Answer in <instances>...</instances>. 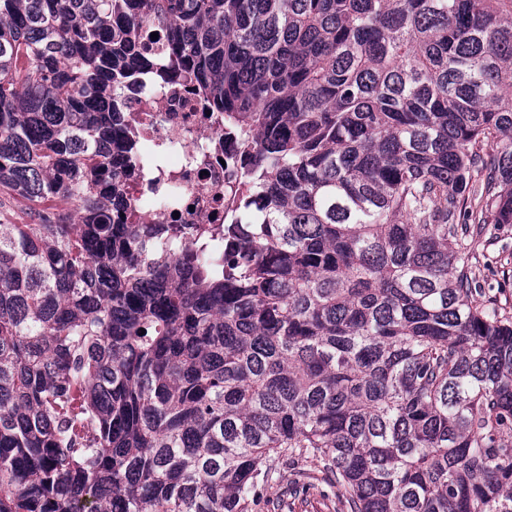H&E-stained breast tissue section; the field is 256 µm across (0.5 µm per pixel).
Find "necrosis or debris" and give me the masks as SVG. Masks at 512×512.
<instances>
[{
  "label": "necrosis or debris",
  "mask_w": 512,
  "mask_h": 512,
  "mask_svg": "<svg viewBox=\"0 0 512 512\" xmlns=\"http://www.w3.org/2000/svg\"><path fill=\"white\" fill-rule=\"evenodd\" d=\"M131 151L120 191L127 224H169L172 240L185 245L199 224L223 223L226 187L237 185L239 147L224 116L209 112L201 94L181 76H134L120 98Z\"/></svg>",
  "instance_id": "4bbe7bcc"
}]
</instances>
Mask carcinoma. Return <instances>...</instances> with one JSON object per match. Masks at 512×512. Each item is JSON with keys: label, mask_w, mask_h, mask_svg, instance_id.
<instances>
[{"label": "carcinoma", "mask_w": 512, "mask_h": 512, "mask_svg": "<svg viewBox=\"0 0 512 512\" xmlns=\"http://www.w3.org/2000/svg\"><path fill=\"white\" fill-rule=\"evenodd\" d=\"M162 68L262 211L177 259L112 222L116 99ZM470 224H512V0H0V512H249L302 453L350 512H512Z\"/></svg>", "instance_id": "carcinoma-1"}]
</instances>
